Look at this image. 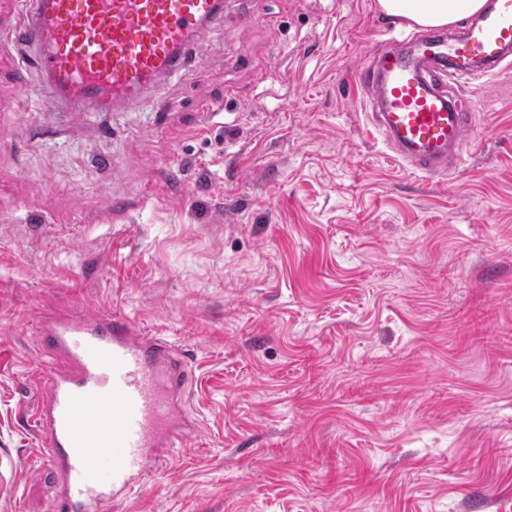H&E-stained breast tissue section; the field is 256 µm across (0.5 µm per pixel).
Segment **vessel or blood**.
Returning a JSON list of instances; mask_svg holds the SVG:
<instances>
[{
  "instance_id": "1",
  "label": "vessel or blood",
  "mask_w": 512,
  "mask_h": 512,
  "mask_svg": "<svg viewBox=\"0 0 512 512\" xmlns=\"http://www.w3.org/2000/svg\"><path fill=\"white\" fill-rule=\"evenodd\" d=\"M21 36L34 67L71 112H110L174 71L222 18L223 0H35ZM512 48V0H488L461 35L425 29L370 40L353 75L370 116L395 157L432 178L464 156L469 109L429 76L501 71ZM50 363L38 377L31 417L44 456L59 477L55 512H106L130 499L147 474L168 466L197 440L188 412V358L159 331L139 329L117 311L37 314Z\"/></svg>"
}]
</instances>
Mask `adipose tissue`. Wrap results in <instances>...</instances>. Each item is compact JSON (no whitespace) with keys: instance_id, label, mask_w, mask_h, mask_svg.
Instances as JSON below:
<instances>
[{"instance_id":"adipose-tissue-1","label":"adipose tissue","mask_w":512,"mask_h":512,"mask_svg":"<svg viewBox=\"0 0 512 512\" xmlns=\"http://www.w3.org/2000/svg\"><path fill=\"white\" fill-rule=\"evenodd\" d=\"M378 4L386 14L420 26H445L477 14L485 0H378Z\"/></svg>"}]
</instances>
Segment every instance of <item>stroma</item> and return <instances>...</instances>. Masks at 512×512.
<instances>
[{"mask_svg": "<svg viewBox=\"0 0 512 512\" xmlns=\"http://www.w3.org/2000/svg\"><path fill=\"white\" fill-rule=\"evenodd\" d=\"M30 17L0 0V512H51L21 414L37 312L80 307L196 355L139 512H512V68L444 75L474 127L426 180L347 79L377 0H227L143 103L51 131Z\"/></svg>", "mask_w": 512, "mask_h": 512, "instance_id": "stroma-1", "label": "stroma"}]
</instances>
